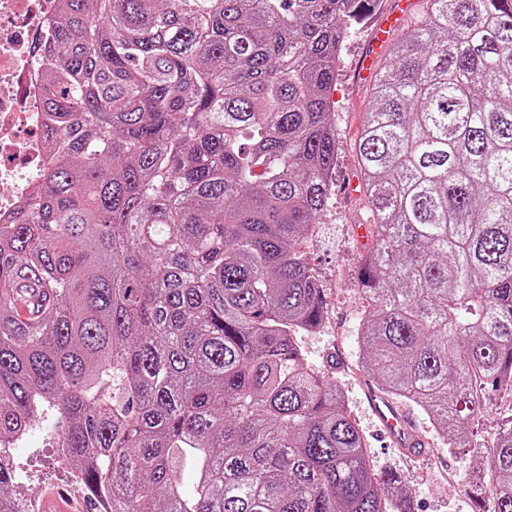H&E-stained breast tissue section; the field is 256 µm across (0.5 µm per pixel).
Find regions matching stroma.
Listing matches in <instances>:
<instances>
[{"mask_svg": "<svg viewBox=\"0 0 512 512\" xmlns=\"http://www.w3.org/2000/svg\"><path fill=\"white\" fill-rule=\"evenodd\" d=\"M374 14H366L354 24L337 62L332 110L337 135L334 190L320 224L314 225L299 247L315 263L326 295V313L320 329L301 334L299 343L307 360L318 367H336L348 410L367 440V454L376 472H391L404 478L411 495L413 512H480L468 480L481 459L448 450L432 423L423 413H415L417 431L425 443L422 461H405L399 448L389 446L379 430L365 397L373 379L362 371L357 328L368 310V301L356 285L358 259L370 246L369 234L358 227L372 222L365 192L348 195V183L359 179L356 142L364 112L371 105V83L358 78L356 64L371 45ZM486 408L469 425V436L481 447L492 446L499 418L512 409V397L485 391ZM57 444L43 426H35L14 455L16 491L23 496H47L68 488L66 475L57 469Z\"/></svg>", "mask_w": 512, "mask_h": 512, "instance_id": "stroma-1", "label": "stroma"}]
</instances>
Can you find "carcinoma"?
Wrapping results in <instances>:
<instances>
[{"instance_id": "carcinoma-1", "label": "carcinoma", "mask_w": 512, "mask_h": 512, "mask_svg": "<svg viewBox=\"0 0 512 512\" xmlns=\"http://www.w3.org/2000/svg\"><path fill=\"white\" fill-rule=\"evenodd\" d=\"M375 2L59 0L54 159L0 223V448L52 413L112 512H412L297 342L325 316L298 244L333 192L336 61ZM427 4L364 113L357 336L461 449L482 391L512 395V0ZM473 452L486 512H512V412Z\"/></svg>"}]
</instances>
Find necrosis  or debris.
I'll return each instance as SVG.
<instances>
[{"instance_id":"4bbe7bcc","label":"necrosis or debris","mask_w":512,"mask_h":512,"mask_svg":"<svg viewBox=\"0 0 512 512\" xmlns=\"http://www.w3.org/2000/svg\"><path fill=\"white\" fill-rule=\"evenodd\" d=\"M58 0H0V222L9 223L39 189L53 155L41 108V43Z\"/></svg>"}]
</instances>
